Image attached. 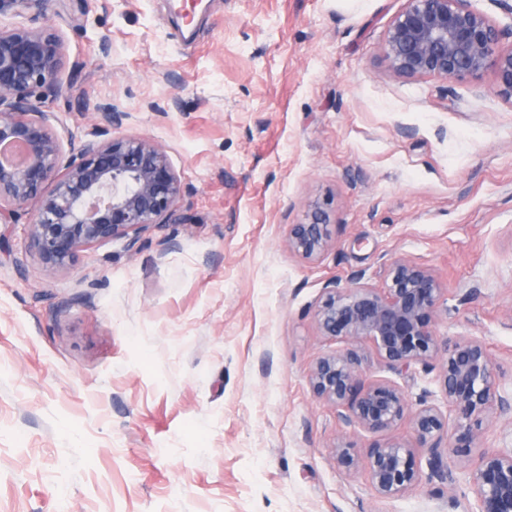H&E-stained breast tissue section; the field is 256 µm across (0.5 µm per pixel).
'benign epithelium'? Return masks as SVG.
Instances as JSON below:
<instances>
[{
	"instance_id": "obj_1",
	"label": "benign epithelium",
	"mask_w": 512,
	"mask_h": 512,
	"mask_svg": "<svg viewBox=\"0 0 512 512\" xmlns=\"http://www.w3.org/2000/svg\"><path fill=\"white\" fill-rule=\"evenodd\" d=\"M391 21L385 58L396 77L445 81L493 75L495 96L512 104V26L503 29L473 0H407ZM47 0H0V147L17 146L21 159L0 156V223L29 216L27 233L46 266L71 269L93 245L142 235L183 220V185L166 149L150 138L119 133L128 113L105 110L78 150H66L50 123V103L62 90V37L37 25L29 11ZM327 203L309 204L301 222L289 225L288 248L307 259L332 245ZM382 284L349 279L326 282L314 318L320 334L346 344L319 357L308 381L313 396L336 408L343 425L383 433L410 421L415 444L389 440L368 449L365 459L350 444L334 447L336 465L348 474L364 466L376 497L391 500L436 478L456 475L440 451L453 419L452 447L478 443L483 425L512 414V391L496 373L486 342L460 336L446 343L436 331L448 289L434 272L404 257L383 263ZM368 348L398 375L439 368L447 410L427 392L417 406L388 379L363 375ZM428 450L421 458L416 448ZM473 502L468 512H512V448L481 454L465 474Z\"/></svg>"
}]
</instances>
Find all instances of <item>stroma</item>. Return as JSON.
<instances>
[{
	"label": "stroma",
	"instance_id": "obj_1",
	"mask_svg": "<svg viewBox=\"0 0 512 512\" xmlns=\"http://www.w3.org/2000/svg\"><path fill=\"white\" fill-rule=\"evenodd\" d=\"M51 0L66 45L51 125L76 148L113 107L161 144L186 223L46 267L0 224V512H466V481L394 500L347 475L366 452L310 391L336 349L314 311L332 277L380 284L402 256L447 284L440 338L479 336L512 383V105L480 81L398 78L407 0ZM108 41V54L97 47ZM327 199L311 262L288 227ZM334 455L336 465L348 474L356 472L360 464V456L357 448L352 445L344 444L334 446Z\"/></svg>",
	"mask_w": 512,
	"mask_h": 512
}]
</instances>
